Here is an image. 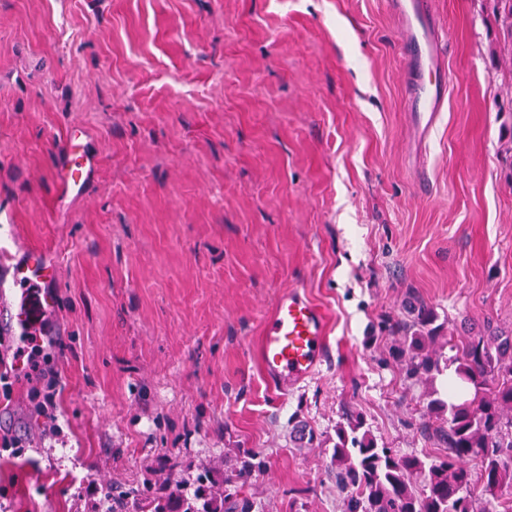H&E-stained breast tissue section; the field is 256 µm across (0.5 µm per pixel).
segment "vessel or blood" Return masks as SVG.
I'll return each mask as SVG.
<instances>
[{
    "instance_id": "obj_1",
    "label": "vessel or blood",
    "mask_w": 512,
    "mask_h": 512,
    "mask_svg": "<svg viewBox=\"0 0 512 512\" xmlns=\"http://www.w3.org/2000/svg\"><path fill=\"white\" fill-rule=\"evenodd\" d=\"M402 27L401 55L409 70L405 104L420 140H427L448 96L446 68L448 35L437 17L433 0H393ZM95 159L79 130L64 138L56 161L60 197L80 193L87 185ZM0 266L9 280L0 283V334L21 341L28 321L22 304L28 292L57 278L55 266L30 249L25 259L0 248ZM326 320L323 311L295 288L281 290L266 314L258 343L265 376L281 387L298 384L317 371L325 353Z\"/></svg>"
}]
</instances>
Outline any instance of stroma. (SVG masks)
<instances>
[{
  "label": "stroma",
  "instance_id": "35a3bbf8",
  "mask_svg": "<svg viewBox=\"0 0 512 512\" xmlns=\"http://www.w3.org/2000/svg\"><path fill=\"white\" fill-rule=\"evenodd\" d=\"M434 7L451 82L421 146L387 0H0V245L58 268L55 304L25 302L54 427L0 345V436L22 442L0 450V512H106L113 482L218 480L247 451L253 512H343L350 411L441 453L390 327L421 300L444 335L512 332V58L492 0ZM74 126L97 162L64 199ZM287 287L323 311L327 354L282 390L256 347Z\"/></svg>",
  "mask_w": 512,
  "mask_h": 512
}]
</instances>
